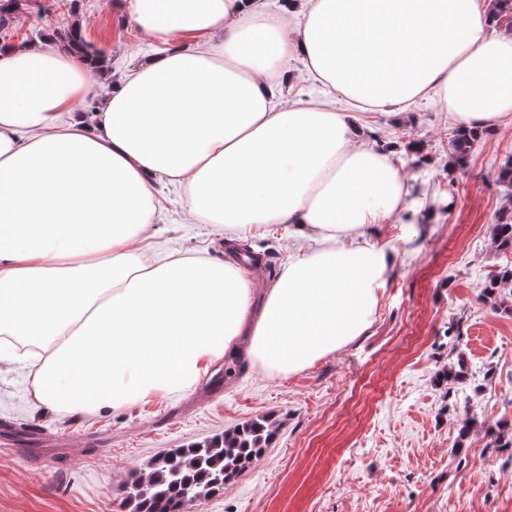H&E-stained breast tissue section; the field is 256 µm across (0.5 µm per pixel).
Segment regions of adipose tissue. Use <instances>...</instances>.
<instances>
[{"instance_id":"obj_1","label":"adipose tissue","mask_w":512,"mask_h":512,"mask_svg":"<svg viewBox=\"0 0 512 512\" xmlns=\"http://www.w3.org/2000/svg\"><path fill=\"white\" fill-rule=\"evenodd\" d=\"M164 48L108 84L54 36L0 42V366L31 362L45 405L102 413L194 390L247 356L296 374L370 327L406 203L362 112L429 96L465 128L512 123V33L490 0H126ZM301 61L327 100L283 103ZM93 97V122L76 109ZM344 109H336L335 100ZM188 217L302 238L255 287L233 261L148 259L155 178Z\"/></svg>"}]
</instances>
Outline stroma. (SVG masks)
<instances>
[{
	"mask_svg": "<svg viewBox=\"0 0 512 512\" xmlns=\"http://www.w3.org/2000/svg\"><path fill=\"white\" fill-rule=\"evenodd\" d=\"M74 22L110 59L111 80L157 50L125 22L123 0H29L12 17L13 42ZM360 123L397 146L408 175L406 208L379 227L398 258L367 332L298 375L219 362L193 392L97 415L38 403L28 368L0 374V512H131V484L153 457L261 418L277 425L265 454L193 512H512V450L490 435L512 424V293L481 295L508 261L492 226L512 209L495 179L512 129L481 137L461 171L455 122L435 99ZM156 186L162 210L148 253L227 260L223 225L187 221L180 188ZM291 234L270 224L238 238L267 262L257 284L287 263Z\"/></svg>",
	"mask_w": 512,
	"mask_h": 512,
	"instance_id": "stroma-1",
	"label": "stroma"
}]
</instances>
